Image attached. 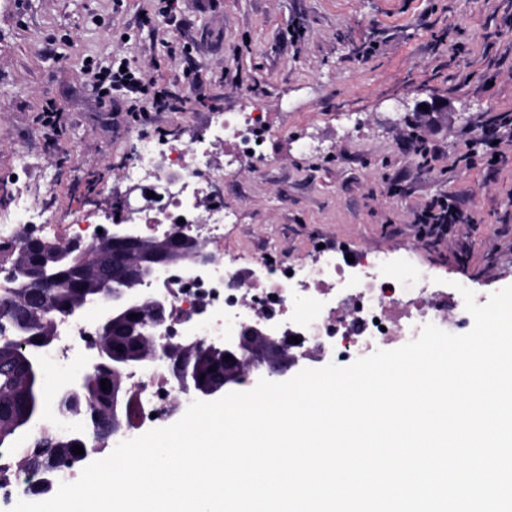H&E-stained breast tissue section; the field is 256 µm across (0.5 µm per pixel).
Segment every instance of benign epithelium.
<instances>
[{
    "instance_id": "7a95c632",
    "label": "benign epithelium",
    "mask_w": 512,
    "mask_h": 512,
    "mask_svg": "<svg viewBox=\"0 0 512 512\" xmlns=\"http://www.w3.org/2000/svg\"><path fill=\"white\" fill-rule=\"evenodd\" d=\"M148 242L150 239L140 235L129 220L116 219L91 244L81 241H72L65 246L50 244L58 258L65 257L70 251L92 250L96 254V263L104 268L102 275L93 280L96 296L66 306H60L56 301L61 283L55 274L44 267L31 273L34 291L25 308L40 312L52 331L63 321L88 323L94 330L92 356L79 361L70 380L58 391L57 413L75 420L71 437L76 440L85 434L86 424L79 418L80 409L66 410L63 403L76 398L92 377L105 369L112 371L113 378L120 379L135 370L158 367L166 371L180 393L194 400L210 401L240 384L247 373L286 379L288 371L298 366L297 358L279 337L256 325L244 326L238 335L220 342L193 340L180 345L164 341L170 335L171 303L156 283L158 270L173 264L198 268L210 263L212 254L177 226L164 238L156 240L157 247H148ZM133 314L137 318H131ZM131 319L140 325L142 338L154 344V351L147 356H130L102 343V336L109 332L118 333ZM53 342L50 333L25 356L29 373L41 386L47 379ZM198 350L224 359L221 382H205L198 378L193 361V354ZM227 354L232 359H225ZM121 430V422L115 416L110 421L98 423L96 436L106 443Z\"/></svg>"
}]
</instances>
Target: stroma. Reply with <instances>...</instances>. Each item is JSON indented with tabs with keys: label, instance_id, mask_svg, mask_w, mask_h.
Returning <instances> with one entry per match:
<instances>
[{
	"label": "stroma",
	"instance_id": "1",
	"mask_svg": "<svg viewBox=\"0 0 512 512\" xmlns=\"http://www.w3.org/2000/svg\"><path fill=\"white\" fill-rule=\"evenodd\" d=\"M109 59L168 85L176 109L114 117L86 72ZM49 98L69 116L55 144L34 121ZM434 101L445 109L417 112ZM257 105L273 150L260 169L224 176V204L238 212L225 258L297 263L328 242L393 251L485 299L512 285V249L497 234L512 225V144L494 174L481 154L458 161L490 116L512 112V0H178L169 18L156 0H0V194L20 155L51 160L53 187L37 168L28 191L36 205L51 189L57 219L77 206L78 182L107 183L96 202L110 208L127 190L120 164L141 142L190 141L216 113ZM413 125L440 152L432 167L403 139ZM444 195L474 219L465 265L414 238L416 209Z\"/></svg>",
	"mask_w": 512,
	"mask_h": 512
}]
</instances>
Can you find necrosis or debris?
Instances as JSON below:
<instances>
[{
  "mask_svg": "<svg viewBox=\"0 0 512 512\" xmlns=\"http://www.w3.org/2000/svg\"><path fill=\"white\" fill-rule=\"evenodd\" d=\"M212 141L186 145L172 139L144 143L122 164L126 182L149 192L145 208L129 210L125 202L115 211L130 212L145 236L163 234L176 224L211 247L213 261L199 269H161L158 282L170 297L172 341L194 336L202 341L235 335L245 325H262L289 341V349L309 362L347 361L372 348L405 344L432 323L453 333L468 327L471 316L461 293L436 287L428 275L404 269L392 273L393 261L383 251H369L351 262L340 261L335 250L322 249L308 265L263 270L235 266L224 260V220L221 196L202 192L225 169L263 162L273 146L265 112L218 114ZM223 153L212 150L213 143ZM17 191L0 202V262L21 239L33 236L65 243L94 240L103 226L99 212L75 211L69 224L51 221L53 205L28 201L27 166L15 169ZM138 396L136 424L153 425L185 411L189 399L169 383L164 371L138 370L127 378Z\"/></svg>",
  "mask_w": 512,
  "mask_h": 512,
  "instance_id": "1",
  "label": "necrosis or debris"
}]
</instances>
